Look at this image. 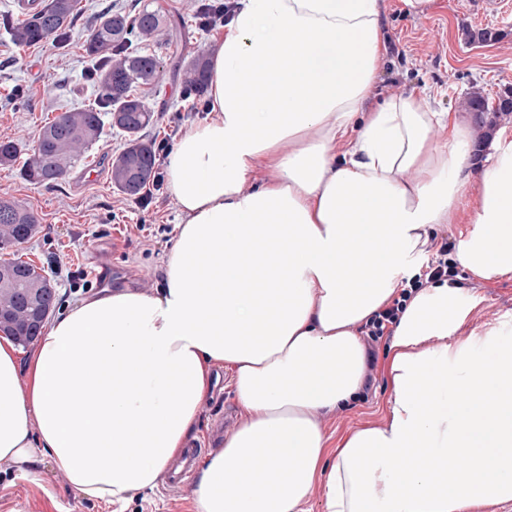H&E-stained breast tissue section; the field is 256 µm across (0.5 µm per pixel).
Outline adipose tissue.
<instances>
[{"instance_id": "1", "label": "adipose tissue", "mask_w": 512, "mask_h": 512, "mask_svg": "<svg viewBox=\"0 0 512 512\" xmlns=\"http://www.w3.org/2000/svg\"><path fill=\"white\" fill-rule=\"evenodd\" d=\"M382 59L378 0H238L210 114L165 160L179 232L164 288L77 301L24 364L0 336L1 461L46 457L77 493L125 502L184 450L224 364L246 419L202 460L194 512H305L317 483L323 512L512 502V315L463 334L478 300L449 281L420 288L393 332L387 423L334 439L315 420L359 397L360 326L465 198L456 262L512 275V131L479 161L457 113L371 106Z\"/></svg>"}]
</instances>
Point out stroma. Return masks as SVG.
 Returning a JSON list of instances; mask_svg holds the SVG:
<instances>
[{"label":"stroma","mask_w":512,"mask_h":512,"mask_svg":"<svg viewBox=\"0 0 512 512\" xmlns=\"http://www.w3.org/2000/svg\"><path fill=\"white\" fill-rule=\"evenodd\" d=\"M164 11L175 24L172 42L147 45L160 59L163 73L153 87L141 88L157 116L148 134L159 148L158 160L190 126L208 116L206 100L183 97L182 63L210 55L223 28H202L193 6L203 0H80L67 47L52 42L19 47L0 29V141L17 144L13 165L0 164V200L24 205L36 218V232L27 242L0 250V261L19 258L41 268L55 291L54 314L104 288L131 286L148 292L163 287L165 256L178 233L177 209L168 188L153 191L150 204L117 191L110 180L109 161L124 144L113 129H105L84 159L62 180L34 185L23 176L40 128L60 113L94 104L100 94L88 79L91 62L83 50L92 20L106 6L131 2ZM383 65L373 88L374 104L404 94L429 110L462 112V100L478 89L498 99L512 89V0H499L486 10L478 0H431L425 13L414 16L402 0H380ZM492 28V43L465 40L468 30ZM94 166L97 177L84 171ZM456 285L480 297L465 326L479 331L512 313V278L489 283L459 270ZM391 337L373 343L377 361L369 387L350 408L318 414L317 421L332 438L369 426H382L389 387L386 355ZM212 391L202 401L195 429L203 454L218 452L223 437L244 420L237 408L231 372L217 367ZM193 485L133 491L125 505H106L84 497L67 485L50 459H42L33 474L0 464V512H193Z\"/></svg>","instance_id":"35a3bbf8"}]
</instances>
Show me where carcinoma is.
<instances>
[{
	"label": "carcinoma",
	"mask_w": 512,
	"mask_h": 512,
	"mask_svg": "<svg viewBox=\"0 0 512 512\" xmlns=\"http://www.w3.org/2000/svg\"><path fill=\"white\" fill-rule=\"evenodd\" d=\"M76 5L77 0H47L34 14L17 21L5 17L0 23L19 47L48 40L64 47L71 20L77 14ZM170 26L172 23L159 12L146 7L134 14L109 10L95 17L84 47L87 57L96 64L92 77L101 91L98 107L63 112L41 128L33 156L23 171L27 181L47 185L63 179L88 147L99 141L106 119L125 138L123 148L112 157V186L125 195L136 196L155 181L157 151L155 142L145 135L154 115L136 88L150 86L157 80L161 62L153 54L132 50V45L160 40ZM207 86L208 62L198 56L185 67L184 95L193 100L200 98ZM464 106L483 129L481 143L491 136L495 127L488 112L498 116L512 113V100L494 108L478 91L466 98ZM116 112H126L132 118L116 122ZM35 230V217L26 208L0 202V249L26 242ZM48 288L49 280L32 264L20 259L1 262L0 310H11V316L0 321V331L23 345L33 341L27 329L30 311L27 304L34 303L42 310L51 308L53 295Z\"/></svg>",
	"instance_id": "cac0c4a2"
}]
</instances>
